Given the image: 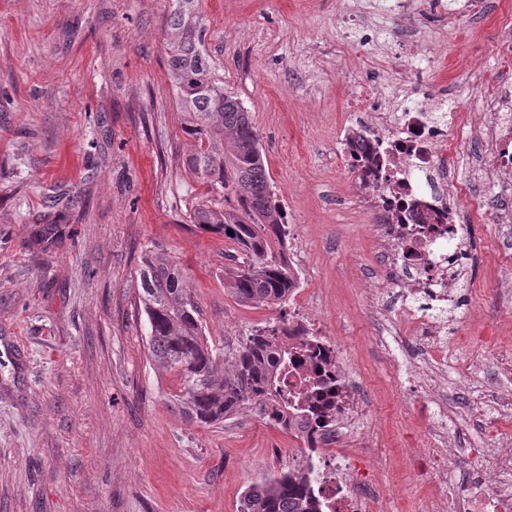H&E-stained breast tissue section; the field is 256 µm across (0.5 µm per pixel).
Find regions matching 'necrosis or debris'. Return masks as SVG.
Returning a JSON list of instances; mask_svg holds the SVG:
<instances>
[{
	"label": "necrosis or debris",
	"mask_w": 512,
	"mask_h": 512,
	"mask_svg": "<svg viewBox=\"0 0 512 512\" xmlns=\"http://www.w3.org/2000/svg\"><path fill=\"white\" fill-rule=\"evenodd\" d=\"M374 95L359 87L353 109L359 117L343 131L342 155L353 169L356 200L371 212L380 265L400 292L424 300V313L408 318L420 343L441 346L442 327L433 312L455 299L456 268L470 253L463 225L483 220L484 197L459 178L455 159L466 142L481 145L477 160L488 190L507 199L499 224L512 223V81L486 82L476 112H452L441 97L412 101L391 114L370 112ZM296 349L294 365L281 379L288 396L304 395L309 380L330 374L337 380L334 419L316 427L295 417L287 428L300 451L293 471H313L314 492L324 512H394L376 485L361 481L336 441L353 435L355 447L377 449V436L358 398L354 372L336 340L321 336L305 300L292 291L288 315L278 321ZM476 492L464 512H512V439L485 449L475 477Z\"/></svg>",
	"instance_id": "1"
}]
</instances>
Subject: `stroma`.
Returning a JSON list of instances; mask_svg holds the SVG:
<instances>
[{"label":"stroma","mask_w":512,"mask_h":512,"mask_svg":"<svg viewBox=\"0 0 512 512\" xmlns=\"http://www.w3.org/2000/svg\"><path fill=\"white\" fill-rule=\"evenodd\" d=\"M344 0H202L205 46L224 90L251 113L273 190L302 245L306 300L322 335L359 374L379 457L355 455L394 494L395 512L464 500L474 466L460 457L434 483L417 457L440 418L459 446L512 437V416L481 412L483 387L512 397V303L494 288L491 242L512 250V224H468L476 255L449 306L447 358L393 321L377 350L368 295L386 287L368 226L338 151L358 86L376 104L398 96L396 65L413 88L448 92L457 111L477 95L458 86L501 69L489 48L512 0L488 19L444 27L460 0H414L432 67H410L401 17L369 0L375 22L343 23ZM170 0H0V512H240L249 486L288 462L287 434L243 410L190 421L178 378L149 357L137 282L149 250L181 268L205 333L241 348L278 306L238 303L224 276L243 261L224 236L189 222L203 185L183 167L182 133L166 69ZM442 373L446 402L421 380Z\"/></svg>","instance_id":"35a3bbf8"}]
</instances>
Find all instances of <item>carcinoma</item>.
I'll return each mask as SVG.
<instances>
[{
	"instance_id": "carcinoma-1",
	"label": "carcinoma",
	"mask_w": 512,
	"mask_h": 512,
	"mask_svg": "<svg viewBox=\"0 0 512 512\" xmlns=\"http://www.w3.org/2000/svg\"><path fill=\"white\" fill-rule=\"evenodd\" d=\"M171 2L164 29L167 75L181 131L192 142L184 168L205 187L189 221L235 242L245 255L227 282L238 302L283 308L295 272L282 252L287 220L270 184L259 135L250 112L217 78L205 47L200 0ZM137 290L148 320L149 355L178 375L175 401L188 419L212 424L253 408L273 425H287L280 378L292 352L280 344L276 329L255 330L240 349L221 358L172 258L145 254ZM332 394L324 379L310 384L303 402L314 422L331 420ZM312 483L311 476H290L253 485L243 495L241 512H322Z\"/></svg>"
}]
</instances>
